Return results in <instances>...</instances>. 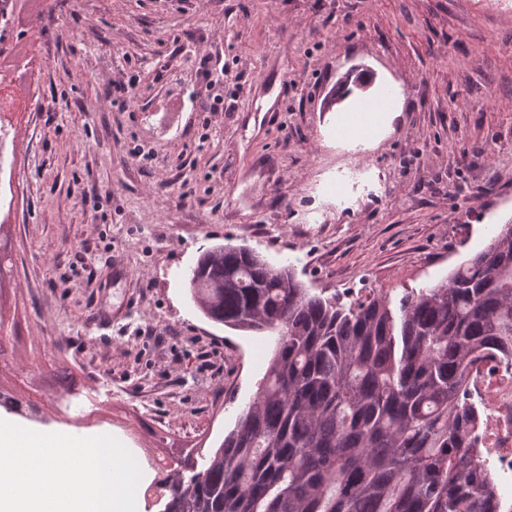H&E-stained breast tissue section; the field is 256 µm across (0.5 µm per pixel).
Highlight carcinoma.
Returning a JSON list of instances; mask_svg holds the SVG:
<instances>
[{
  "label": "carcinoma",
  "instance_id": "obj_1",
  "mask_svg": "<svg viewBox=\"0 0 512 512\" xmlns=\"http://www.w3.org/2000/svg\"><path fill=\"white\" fill-rule=\"evenodd\" d=\"M188 283L207 318L276 345L207 466L167 471L159 512H498L467 383L512 358V223L396 307L325 298L246 246L206 249Z\"/></svg>",
  "mask_w": 512,
  "mask_h": 512
}]
</instances>
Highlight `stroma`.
<instances>
[{
    "instance_id": "1",
    "label": "stroma",
    "mask_w": 512,
    "mask_h": 512,
    "mask_svg": "<svg viewBox=\"0 0 512 512\" xmlns=\"http://www.w3.org/2000/svg\"><path fill=\"white\" fill-rule=\"evenodd\" d=\"M10 127L14 267L0 387L30 426L204 466L274 338L215 324L186 275L246 246L315 292L398 302L512 221V0H43ZM224 65L213 112L197 57ZM350 76L400 106L370 146L329 105ZM136 78L133 93L115 83ZM82 409H59L61 368Z\"/></svg>"
}]
</instances>
